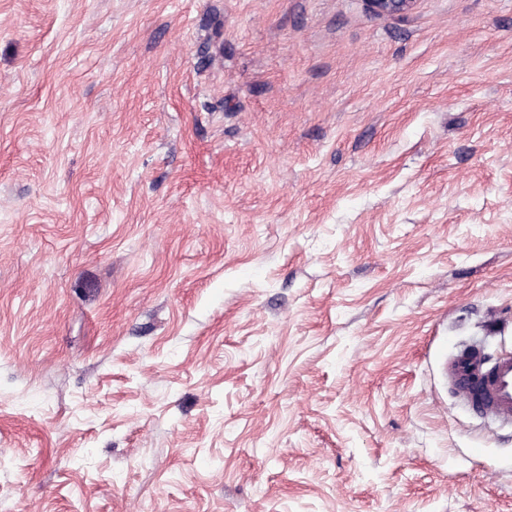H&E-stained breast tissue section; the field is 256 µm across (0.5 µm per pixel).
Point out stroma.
Masks as SVG:
<instances>
[{
    "instance_id": "obj_1",
    "label": "stroma",
    "mask_w": 512,
    "mask_h": 512,
    "mask_svg": "<svg viewBox=\"0 0 512 512\" xmlns=\"http://www.w3.org/2000/svg\"><path fill=\"white\" fill-rule=\"evenodd\" d=\"M512 0H0V512H512ZM373 15L401 16L413 10L417 0H365ZM447 376L466 406L500 424H512V353L497 354L488 362L481 349H462L448 359Z\"/></svg>"
}]
</instances>
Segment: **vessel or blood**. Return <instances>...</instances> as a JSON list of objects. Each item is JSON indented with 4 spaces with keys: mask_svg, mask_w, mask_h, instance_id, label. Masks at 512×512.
<instances>
[{
    "mask_svg": "<svg viewBox=\"0 0 512 512\" xmlns=\"http://www.w3.org/2000/svg\"><path fill=\"white\" fill-rule=\"evenodd\" d=\"M447 376L466 406L498 423L512 424V353L488 359L481 349H462L449 358Z\"/></svg>",
    "mask_w": 512,
    "mask_h": 512,
    "instance_id": "1",
    "label": "vessel or blood"
}]
</instances>
